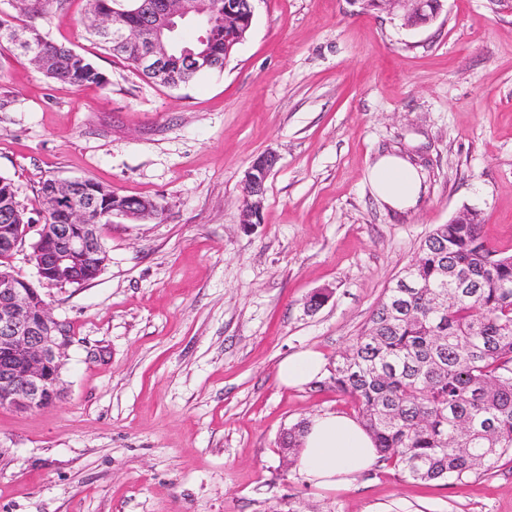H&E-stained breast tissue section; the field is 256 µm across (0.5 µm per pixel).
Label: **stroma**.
Listing matches in <instances>:
<instances>
[{
    "label": "stroma",
    "instance_id": "stroma-1",
    "mask_svg": "<svg viewBox=\"0 0 512 512\" xmlns=\"http://www.w3.org/2000/svg\"><path fill=\"white\" fill-rule=\"evenodd\" d=\"M86 12L70 0L34 23L107 87L0 52V175L33 214L49 179H90L161 211L113 217L109 262L82 287L40 284L30 243L14 253L74 343L60 401L0 408V512H512L506 458L431 483L382 461L351 489L314 487L279 436L354 406L276 378L288 354L345 350L463 206L512 252V13L442 0L415 26L360 0H255L223 71L172 89L88 41ZM266 152L277 164L261 221L245 224L242 180ZM386 153L420 167L416 208L374 194L368 170Z\"/></svg>",
    "mask_w": 512,
    "mask_h": 512
}]
</instances>
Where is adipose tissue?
<instances>
[{"instance_id": "obj_1", "label": "adipose tissue", "mask_w": 512, "mask_h": 512, "mask_svg": "<svg viewBox=\"0 0 512 512\" xmlns=\"http://www.w3.org/2000/svg\"><path fill=\"white\" fill-rule=\"evenodd\" d=\"M368 179L378 198L391 209L407 211L419 203L422 175L419 168L403 156H380L371 166ZM323 368L322 355L305 350L283 359L277 378L284 386H300L319 376ZM301 444L297 469L309 482L324 489L349 488L355 477L379 458L372 437L358 420L336 412L312 417L302 434Z\"/></svg>"}]
</instances>
